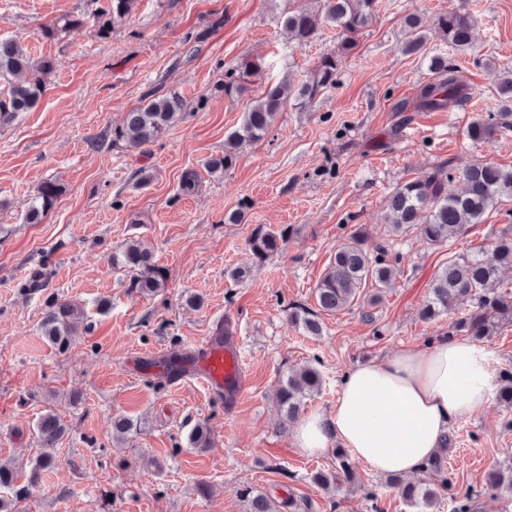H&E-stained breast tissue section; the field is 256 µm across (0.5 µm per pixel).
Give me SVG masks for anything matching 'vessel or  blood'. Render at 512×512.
I'll return each mask as SVG.
<instances>
[{
  "instance_id": "obj_1",
  "label": "vessel or blood",
  "mask_w": 512,
  "mask_h": 512,
  "mask_svg": "<svg viewBox=\"0 0 512 512\" xmlns=\"http://www.w3.org/2000/svg\"><path fill=\"white\" fill-rule=\"evenodd\" d=\"M146 365L159 376L174 375L182 382L194 379L215 399L227 396L235 402L241 398L245 390V377L236 339L219 332L207 337L203 344L191 350L188 358L173 370L168 369L158 356H135L130 360V368L135 372Z\"/></svg>"
}]
</instances>
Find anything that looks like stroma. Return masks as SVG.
I'll return each instance as SVG.
<instances>
[{
    "label": "stroma",
    "mask_w": 512,
    "mask_h": 512,
    "mask_svg": "<svg viewBox=\"0 0 512 512\" xmlns=\"http://www.w3.org/2000/svg\"><path fill=\"white\" fill-rule=\"evenodd\" d=\"M338 86L305 112H281L267 138L245 147L235 165L209 173L205 160L224 151L243 119L248 97L226 95V70L251 60L266 82L304 80L335 43L323 28L304 46L291 42L280 15L288 0H139L130 22L101 32L95 0H0V33L20 38L34 57L53 59L37 110L0 127V462L27 471L37 451L36 423L47 407L68 431L59 464L44 473L23 512H248L249 498L271 494L304 500L307 512H413L360 461L355 484L327 493L309 481L332 468V453L297 448L282 428L273 392L288 368L319 357L325 385L306 413L330 409L349 367L425 345L447 332L451 316L422 320L429 284L448 258L488 246L512 225V199L449 244L430 247L415 233L393 237L386 197L419 168L448 162L462 170L477 160L512 166V131L492 145H472L471 120L493 105L500 79L512 73V0H381ZM456 8L469 15L473 47L448 57L472 89L452 112H416L398 126V106L434 78L427 57L401 50L404 20L424 30ZM53 24V36L43 26ZM154 87L179 91L187 113L161 140L128 151L110 132ZM199 186L185 194V171ZM60 181L64 192L39 224L23 221L35 188ZM239 223H228L231 213ZM295 233L281 252L243 281L255 225ZM363 225L367 247L392 242L401 254L395 283L368 285L349 307L326 316L307 336L288 320L293 304L315 306V286L338 243ZM152 248L169 281L162 295H127L109 262L130 237ZM51 275L47 292L84 306L91 328L68 354L44 341L43 295L19 285L39 262ZM375 306H368L372 295ZM201 297L200 307L189 296ZM111 306L100 313L96 304ZM373 311V321L362 318ZM235 317L246 388L235 409L202 385L173 386L151 372L131 373L132 354L182 351ZM138 421L131 438H112V417ZM209 426L212 447H189L187 435ZM448 453L450 492H479L478 512H512V495L485 494L490 469L512 466V410L491 401L455 422ZM211 487L209 494L199 484Z\"/></svg>",
    "instance_id": "stroma-1"
}]
</instances>
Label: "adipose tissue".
<instances>
[{"label": "adipose tissue", "instance_id": "1", "mask_svg": "<svg viewBox=\"0 0 512 512\" xmlns=\"http://www.w3.org/2000/svg\"><path fill=\"white\" fill-rule=\"evenodd\" d=\"M490 360L482 345L438 336L426 346L354 365L335 406L302 419L295 443L316 455L336 441L377 476L416 475L453 423L489 404Z\"/></svg>", "mask_w": 512, "mask_h": 512}]
</instances>
